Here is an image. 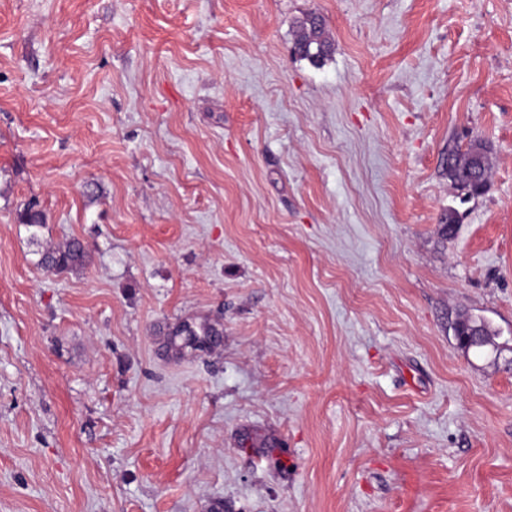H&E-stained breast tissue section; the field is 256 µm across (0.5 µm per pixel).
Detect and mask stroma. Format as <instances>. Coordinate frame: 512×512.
<instances>
[{
	"mask_svg": "<svg viewBox=\"0 0 512 512\" xmlns=\"http://www.w3.org/2000/svg\"><path fill=\"white\" fill-rule=\"evenodd\" d=\"M469 315L512 344V0H0V512H512ZM297 27L295 41L297 53L313 66H323L330 57L332 49V41L326 33L323 17L310 13L298 23ZM475 147L481 148L482 152L474 151ZM453 152L454 162L448 167V176L469 196L483 192L488 184L484 145L473 141L466 150L456 149ZM88 262V254L80 241L72 239L65 247L47 250L41 259L44 269L60 273L84 267Z\"/></svg>",
	"mask_w": 512,
	"mask_h": 512,
	"instance_id": "1",
	"label": "stroma"
}]
</instances>
